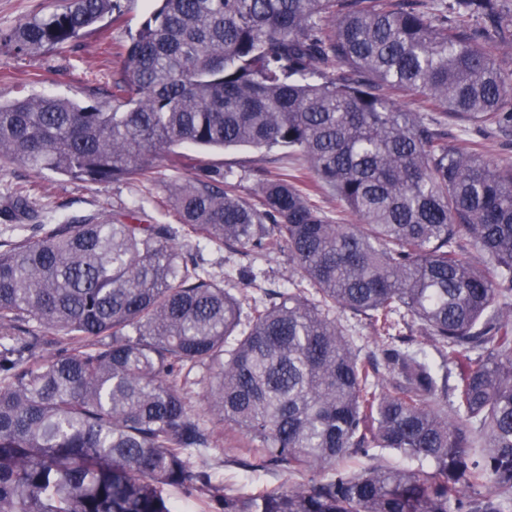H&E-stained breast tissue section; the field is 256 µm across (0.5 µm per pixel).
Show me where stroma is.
<instances>
[{
    "instance_id": "35a3bbf8",
    "label": "stroma",
    "mask_w": 512,
    "mask_h": 512,
    "mask_svg": "<svg viewBox=\"0 0 512 512\" xmlns=\"http://www.w3.org/2000/svg\"><path fill=\"white\" fill-rule=\"evenodd\" d=\"M154 0H126L120 24L112 27L111 47H104L97 36L81 39L68 51H47L19 56L0 46V102L10 103L28 96H57L80 102L111 106V88L124 72V49L154 9ZM184 163L207 161L231 176L242 196H250L267 172L288 169L291 161L282 151L258 152L249 148L203 151L185 146L180 150ZM175 169L160 165L156 182L146 188L137 183H87L45 171L36 172L24 164L0 168V194L9 187L33 186L32 200L47 224H86L134 205L142 206L153 222L174 224L178 218L166 203L165 186ZM206 262L224 270L253 267L257 287L276 290L288 285V259L279 255L266 261L229 252L204 250Z\"/></svg>"
}]
</instances>
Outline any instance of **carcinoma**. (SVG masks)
Wrapping results in <instances>:
<instances>
[{
  "instance_id": "carcinoma-1",
  "label": "carcinoma",
  "mask_w": 512,
  "mask_h": 512,
  "mask_svg": "<svg viewBox=\"0 0 512 512\" xmlns=\"http://www.w3.org/2000/svg\"><path fill=\"white\" fill-rule=\"evenodd\" d=\"M122 2L50 0L0 46L67 49ZM158 2L112 111L0 103V165L152 184L185 145L301 165L244 197L198 164L167 188L177 224L50 227L31 189L3 193L0 512H512V162L424 118L512 136V71L486 51L512 49V0ZM324 187L350 219L312 202ZM202 243L285 254L290 287L256 297L242 273L235 294ZM221 447L287 478L243 494L208 464ZM384 450L417 466L355 463ZM336 315L342 322H348L356 326V336H361L358 345L362 346V354H377L376 345L371 337V332L361 317H354L350 312L337 311Z\"/></svg>"
}]
</instances>
